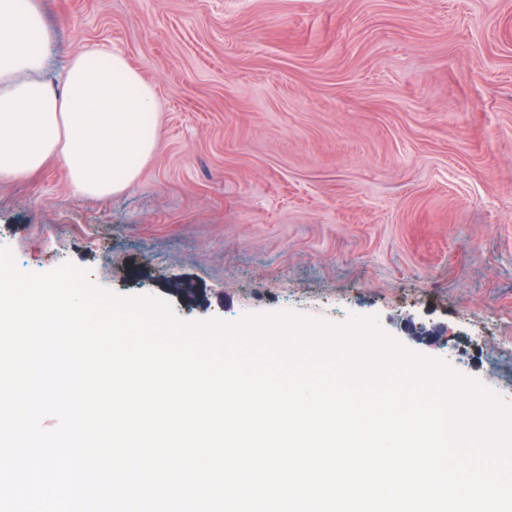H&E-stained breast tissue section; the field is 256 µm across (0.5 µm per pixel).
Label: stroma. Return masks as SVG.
<instances>
[{"label": "stroma", "instance_id": "1", "mask_svg": "<svg viewBox=\"0 0 512 512\" xmlns=\"http://www.w3.org/2000/svg\"><path fill=\"white\" fill-rule=\"evenodd\" d=\"M155 91L125 190L0 181V245L185 322L378 316L512 406V0H38Z\"/></svg>", "mask_w": 512, "mask_h": 512}]
</instances>
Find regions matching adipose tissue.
I'll list each match as a JSON object with an SVG mask.
<instances>
[{
    "mask_svg": "<svg viewBox=\"0 0 512 512\" xmlns=\"http://www.w3.org/2000/svg\"><path fill=\"white\" fill-rule=\"evenodd\" d=\"M50 42L35 0H0V180L53 159L80 194L121 192L154 150L155 92L123 56L93 47L47 82Z\"/></svg>",
    "mask_w": 512,
    "mask_h": 512,
    "instance_id": "adipose-tissue-1",
    "label": "adipose tissue"
}]
</instances>
